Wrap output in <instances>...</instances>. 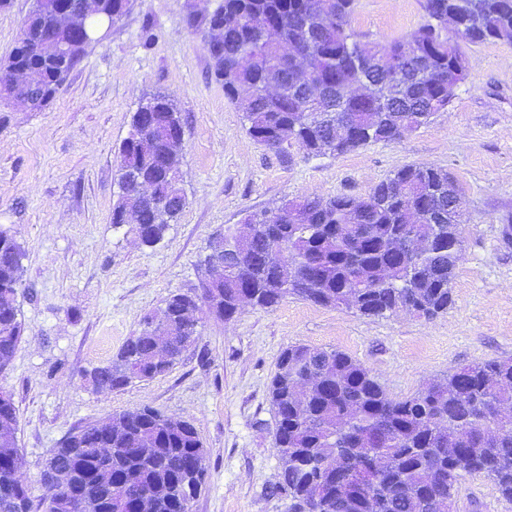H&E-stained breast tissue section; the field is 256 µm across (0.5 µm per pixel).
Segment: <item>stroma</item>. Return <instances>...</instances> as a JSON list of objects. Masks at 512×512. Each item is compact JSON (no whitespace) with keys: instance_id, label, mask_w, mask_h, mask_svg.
I'll return each instance as SVG.
<instances>
[{"instance_id":"obj_1","label":"stroma","mask_w":512,"mask_h":512,"mask_svg":"<svg viewBox=\"0 0 512 512\" xmlns=\"http://www.w3.org/2000/svg\"><path fill=\"white\" fill-rule=\"evenodd\" d=\"M219 0H134L98 27L82 61L39 112L0 107V229L25 250L21 342L0 370L18 407V448L33 501L42 472L73 430L143 406L193 424L207 450L194 512H289L273 493L280 461L269 386L292 344L333 348L369 369L390 397L413 395L457 367L512 357V44L467 48L470 77L447 110L396 141L343 155L289 158L246 132L205 49ZM423 20L419 0H357L353 31L387 42ZM177 106L184 129L187 205L155 245L114 226L117 156L131 117L155 95ZM404 165L446 170L466 222L453 303L431 319L366 317L291 297L274 310L247 306L231 320L205 315L196 343L166 374L114 391L91 371L106 364L166 298L199 283L212 237L246 212L287 200L365 195ZM454 512H512L494 485L464 477Z\"/></svg>"}]
</instances>
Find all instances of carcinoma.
<instances>
[{"mask_svg": "<svg viewBox=\"0 0 512 512\" xmlns=\"http://www.w3.org/2000/svg\"><path fill=\"white\" fill-rule=\"evenodd\" d=\"M355 0H220L209 26L224 27L223 42L207 48L224 96L243 113L247 133L284 157L341 155L391 141L427 124L453 99L448 80L469 70L463 47L512 43V0H420L424 23L385 45L363 42L350 28ZM57 0H38L17 44L0 67L16 63L38 73L32 108L41 111L75 67L48 64L33 51L56 22ZM453 19L464 38L448 36ZM408 68L403 85L387 90L395 65ZM169 122L152 127L132 118L118 161L120 193L112 224L134 206L126 193L137 174L156 187L140 209L135 234L159 242L185 209L183 190L168 174L183 156L170 131L182 128L173 101L151 98ZM347 124L350 134L336 139ZM274 211L246 214L245 235L224 230V244L245 257L224 270L208 293L229 320L245 296L273 309L295 296L321 306L383 317L399 305L431 318L452 304L451 283L463 258L462 195L448 172L404 165L365 196L338 194L288 201ZM24 250L0 230V369L20 343L18 289ZM189 293L166 301L163 317L145 321L115 357L90 375L99 390H120L127 379L169 371L199 337ZM169 359H157L160 347ZM281 462L275 491L288 494L290 512H452L466 475H482L512 502V358L456 368L401 400L391 398L360 363L336 349L290 345L270 384ZM14 402L0 403V512H31L19 493L23 459L16 440ZM207 451L194 428H181L143 407L79 427L51 450L44 473L71 469L83 512H178V497L200 493Z\"/></svg>", "mask_w": 512, "mask_h": 512, "instance_id": "carcinoma-1", "label": "carcinoma"}]
</instances>
